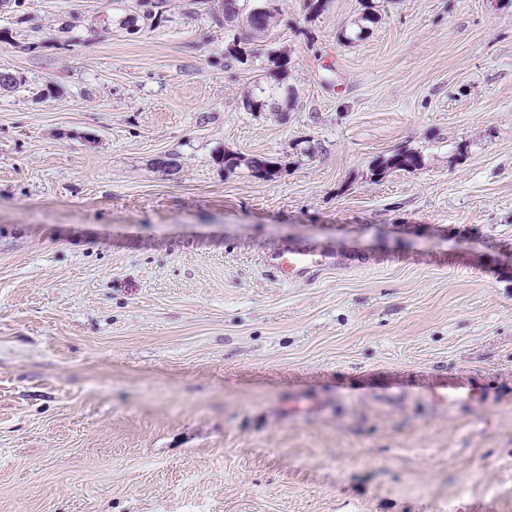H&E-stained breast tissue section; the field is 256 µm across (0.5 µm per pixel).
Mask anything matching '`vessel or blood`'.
<instances>
[{"label":"vessel or blood","mask_w":512,"mask_h":512,"mask_svg":"<svg viewBox=\"0 0 512 512\" xmlns=\"http://www.w3.org/2000/svg\"><path fill=\"white\" fill-rule=\"evenodd\" d=\"M362 254L349 250H321L311 245H300L288 251L269 255L265 263L270 269L298 279L309 276L313 269L354 267L363 264ZM478 389L465 374L438 376L426 391L427 397L440 405H453L475 399Z\"/></svg>","instance_id":"b4317fda"}]
</instances>
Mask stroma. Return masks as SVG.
Wrapping results in <instances>:
<instances>
[{"label": "stroma", "mask_w": 512, "mask_h": 512, "mask_svg": "<svg viewBox=\"0 0 512 512\" xmlns=\"http://www.w3.org/2000/svg\"><path fill=\"white\" fill-rule=\"evenodd\" d=\"M373 2L243 64L196 0L0 8V512H512V0ZM270 47L295 104L243 111ZM142 13H135L126 16L122 21V26L131 34L136 33L139 23L143 25L150 22V25L157 22L160 17L168 10L169 0H138ZM366 5L364 6L365 11L362 13V15L358 18L357 21L354 22V25L356 27L350 29L347 31L345 29L342 30V38L344 41L352 43L355 40L361 39V37L366 33L368 26L367 23H372L374 20H376L377 15L374 13L375 5L373 0H365ZM364 255L349 250H320L300 245L287 252H274L265 259L267 267L288 275V280L307 277L314 268L354 267L363 264ZM478 389L466 374L436 376L426 390V396L440 405L469 402L476 398Z\"/></svg>", "instance_id": "1"}]
</instances>
